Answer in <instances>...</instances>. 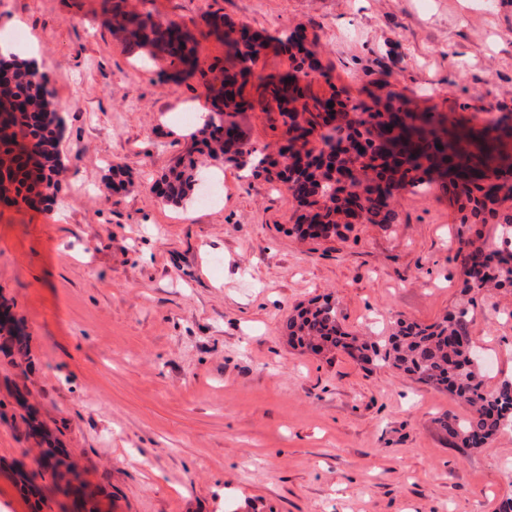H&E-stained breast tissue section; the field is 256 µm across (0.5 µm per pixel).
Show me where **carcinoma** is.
<instances>
[{"mask_svg": "<svg viewBox=\"0 0 512 512\" xmlns=\"http://www.w3.org/2000/svg\"><path fill=\"white\" fill-rule=\"evenodd\" d=\"M105 21L117 24L129 46H149L168 60L166 79L181 84L197 79L211 100L212 112L190 134L191 147L155 187L164 203L186 199L199 181L193 154L230 162L253 177L277 180L297 205L293 232L301 238L328 239L353 220L388 226L396 223L391 199L397 189H426L438 184L451 193L463 224L494 220L502 234H512V184L501 175L512 171L502 138L512 125L499 118L483 132L456 133L435 112H418L395 98L386 109L349 105L336 93L317 96L307 90L306 61L315 55L305 33L297 29L275 39L291 69L282 74L257 72L256 59L270 39L246 25L235 26L214 11L205 19L206 35L225 47L232 69L201 59L196 39L172 20L129 10L126 0H103ZM0 83L6 85L0 110L11 113L0 125V201L38 208L51 204L59 190L62 162L57 150L65 131L44 76L33 63L0 54ZM257 95L265 112L278 114L288 146L273 156L254 148H233L235 113L248 95ZM333 107H328L329 103ZM352 111L366 118L349 119ZM320 145L310 146L311 137ZM438 177H430L431 173ZM512 286V250L476 247L466 256L463 292ZM468 309L459 308L440 321L423 325L399 321L382 342L359 341L345 331L330 300L314 299L288 316L290 342L314 353L342 351L375 366L395 368L416 380L443 389L471 408L465 419L437 420L458 448L478 449L504 427L512 426V382L487 391L468 331Z\"/></svg>", "mask_w": 512, "mask_h": 512, "instance_id": "obj_1", "label": "carcinoma"}]
</instances>
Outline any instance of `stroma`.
<instances>
[{
    "mask_svg": "<svg viewBox=\"0 0 512 512\" xmlns=\"http://www.w3.org/2000/svg\"><path fill=\"white\" fill-rule=\"evenodd\" d=\"M206 36L220 11L267 37L304 28L310 90L353 103L389 95L481 125L512 106V0H152ZM66 120L51 205L0 206V512H497L512 497V426L479 449L437 428L470 409L390 367L289 345L284 322L330 298L343 327L381 340L397 320L432 324L460 306L484 383L512 380V288L462 293L477 241L438 188L395 194L396 224L292 234L276 181L205 164L209 203L164 204L152 185L185 153L211 104L196 80L126 46L101 0H0ZM247 147L276 152L281 126L237 115ZM131 184L112 186L113 164ZM56 473L42 470L47 448Z\"/></svg>",
    "mask_w": 512,
    "mask_h": 512,
    "instance_id": "1",
    "label": "stroma"
}]
</instances>
